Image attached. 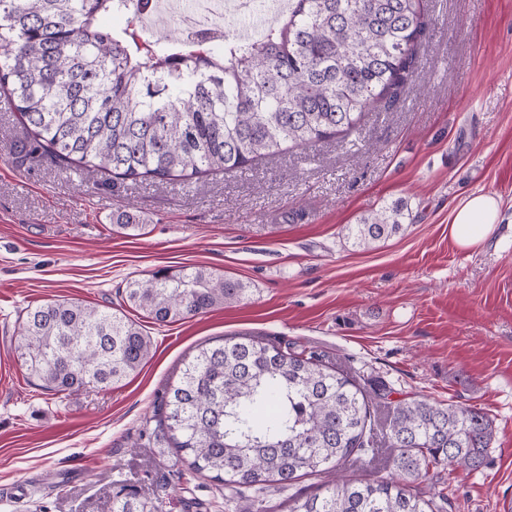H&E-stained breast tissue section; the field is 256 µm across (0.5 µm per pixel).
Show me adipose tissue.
Masks as SVG:
<instances>
[{"label": "adipose tissue", "instance_id": "obj_1", "mask_svg": "<svg viewBox=\"0 0 512 512\" xmlns=\"http://www.w3.org/2000/svg\"><path fill=\"white\" fill-rule=\"evenodd\" d=\"M500 201L488 193L469 194L451 212V234L460 247L479 245L499 220Z\"/></svg>", "mask_w": 512, "mask_h": 512}]
</instances>
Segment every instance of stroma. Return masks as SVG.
Returning a JSON list of instances; mask_svg holds the SVG:
<instances>
[{
    "instance_id": "obj_1",
    "label": "stroma",
    "mask_w": 512,
    "mask_h": 512,
    "mask_svg": "<svg viewBox=\"0 0 512 512\" xmlns=\"http://www.w3.org/2000/svg\"><path fill=\"white\" fill-rule=\"evenodd\" d=\"M430 27L389 109L360 127L249 170L190 182L109 184L47 160L0 102V512H110L119 484L164 512H255L249 495L185 480L173 449L143 437L193 347L238 333L315 345L398 397L481 408L485 465L447 478L446 512H512V0H426ZM501 224L456 245L448 215L472 192ZM406 230L353 250L342 225L397 200ZM137 214L136 235L113 215ZM247 282V300L158 325L119 294L166 266ZM73 299L141 321L136 374L69 396L43 390L14 347L28 306Z\"/></svg>"
}]
</instances>
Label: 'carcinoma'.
Masks as SVG:
<instances>
[{
  "label": "carcinoma",
  "instance_id": "cac0c4a2",
  "mask_svg": "<svg viewBox=\"0 0 512 512\" xmlns=\"http://www.w3.org/2000/svg\"><path fill=\"white\" fill-rule=\"evenodd\" d=\"M141 2L0 0V97L22 119L21 160L48 156L134 183L242 171L356 130L373 104L397 97L429 23L424 0H291L252 43L237 44L228 26L224 45L205 48L143 37ZM112 13L126 17L119 32L98 24ZM407 209L398 200L341 235L360 249L385 241L404 230ZM249 290L207 266H168L129 281L124 298L166 324ZM151 350L141 323L73 300L29 308L15 346L41 387L65 396L111 387ZM393 394L313 347L245 333L199 346L145 425L191 477L253 491L255 512H268L266 490L304 476L320 482L290 496L288 512H441L447 482L415 484L440 467L482 468L493 422L472 405ZM381 444L392 450L389 474L341 475ZM112 512L163 510L122 485Z\"/></svg>",
  "mask_w": 512,
  "mask_h": 512
}]
</instances>
